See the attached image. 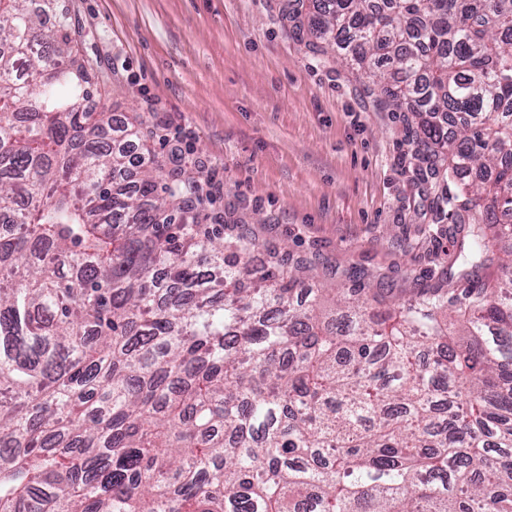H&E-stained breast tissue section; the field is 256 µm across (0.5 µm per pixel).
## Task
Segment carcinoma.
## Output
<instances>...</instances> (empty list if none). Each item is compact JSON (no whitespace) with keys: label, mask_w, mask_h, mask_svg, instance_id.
<instances>
[{"label":"carcinoma","mask_w":512,"mask_h":512,"mask_svg":"<svg viewBox=\"0 0 512 512\" xmlns=\"http://www.w3.org/2000/svg\"><path fill=\"white\" fill-rule=\"evenodd\" d=\"M326 2L316 38L424 95L470 279L512 244V0ZM96 66L54 0H0V512H512V250L328 310L198 223L182 157L161 184L140 132L103 141Z\"/></svg>","instance_id":"1"}]
</instances>
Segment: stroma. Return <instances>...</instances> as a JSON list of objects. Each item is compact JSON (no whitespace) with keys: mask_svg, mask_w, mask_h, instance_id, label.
<instances>
[{"mask_svg":"<svg viewBox=\"0 0 512 512\" xmlns=\"http://www.w3.org/2000/svg\"><path fill=\"white\" fill-rule=\"evenodd\" d=\"M57 0L106 75L94 103L139 117L159 161L201 175L199 221L310 263L308 285L349 275L407 296L448 268L456 217L444 165H426L409 106L312 49L319 0Z\"/></svg>","mask_w":512,"mask_h":512,"instance_id":"1","label":"stroma"}]
</instances>
